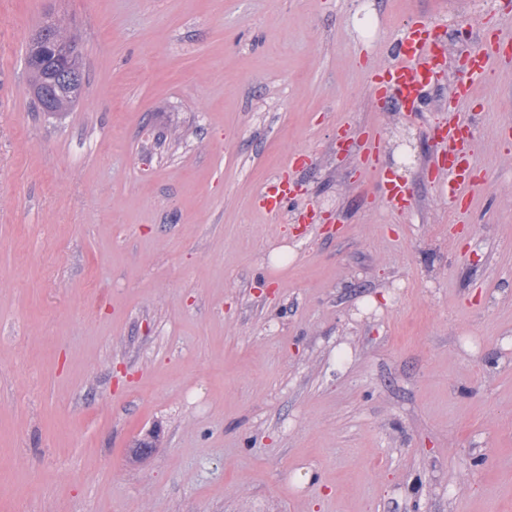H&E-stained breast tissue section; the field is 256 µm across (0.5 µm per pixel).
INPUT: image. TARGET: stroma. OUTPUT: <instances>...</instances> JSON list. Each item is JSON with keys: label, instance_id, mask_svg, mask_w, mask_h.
<instances>
[{"label": "stroma", "instance_id": "1", "mask_svg": "<svg viewBox=\"0 0 512 512\" xmlns=\"http://www.w3.org/2000/svg\"><path fill=\"white\" fill-rule=\"evenodd\" d=\"M61 14L85 85L50 118L25 46ZM411 18L448 65L407 119L366 76ZM489 25L512 12L0 0V512H512V45L462 223L428 167ZM371 126L397 216L359 172ZM299 149L297 209L258 213Z\"/></svg>", "mask_w": 512, "mask_h": 512}]
</instances>
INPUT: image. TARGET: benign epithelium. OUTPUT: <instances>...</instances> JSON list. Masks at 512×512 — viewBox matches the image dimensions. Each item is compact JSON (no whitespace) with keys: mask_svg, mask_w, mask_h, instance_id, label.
Segmentation results:
<instances>
[{"mask_svg":"<svg viewBox=\"0 0 512 512\" xmlns=\"http://www.w3.org/2000/svg\"><path fill=\"white\" fill-rule=\"evenodd\" d=\"M38 42L41 44V51L29 59V69L35 73L40 72L43 58L51 55L62 62L58 80L71 86L79 84L83 68L75 55V48L79 45L76 27L71 22L58 18L39 34ZM157 441L158 433L154 430L148 431L135 442V455L140 458L151 455L158 447Z\"/></svg>","mask_w":512,"mask_h":512,"instance_id":"benign-epithelium-1","label":"benign epithelium"}]
</instances>
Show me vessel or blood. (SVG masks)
Here are the masks:
<instances>
[{
	"label": "vessel or blood",
	"mask_w": 512,
	"mask_h": 512,
	"mask_svg": "<svg viewBox=\"0 0 512 512\" xmlns=\"http://www.w3.org/2000/svg\"><path fill=\"white\" fill-rule=\"evenodd\" d=\"M446 61L447 54L435 28L420 20H412L404 29L394 60L371 72L369 83L373 95L380 100L395 97L406 115H415L424 108L428 90L442 73ZM496 61V53L490 49L488 38H481L469 61L468 79L457 81L449 89L450 102L456 106L473 100L475 78L486 74ZM476 118V113L455 109L437 127L445 151L431 161L430 168L434 171L443 170L444 175L436 180L435 187L452 210L458 209L474 184L471 156L476 146ZM359 146L363 172L380 183L393 211L405 212L409 205V189L405 182L393 177L384 168L378 131L373 128L364 131L359 138ZM304 163V157H290L287 163L288 174L280 176L259 192L258 207L267 216H277L286 208L296 190V184L289 173Z\"/></svg>",
	"instance_id": "1"
}]
</instances>
